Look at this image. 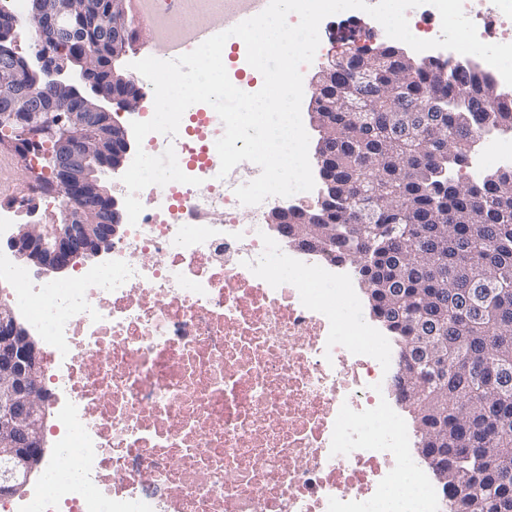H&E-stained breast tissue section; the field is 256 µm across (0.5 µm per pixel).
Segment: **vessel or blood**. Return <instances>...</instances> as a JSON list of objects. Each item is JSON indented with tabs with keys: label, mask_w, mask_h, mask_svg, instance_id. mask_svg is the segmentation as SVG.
Masks as SVG:
<instances>
[{
	"label": "vessel or blood",
	"mask_w": 512,
	"mask_h": 512,
	"mask_svg": "<svg viewBox=\"0 0 512 512\" xmlns=\"http://www.w3.org/2000/svg\"><path fill=\"white\" fill-rule=\"evenodd\" d=\"M268 0H229V6L215 21L204 20L185 31L182 38L171 39L155 35L153 53L156 57L172 60L185 54L188 44H201L209 37L228 30L236 24L262 12Z\"/></svg>",
	"instance_id": "obj_1"
}]
</instances>
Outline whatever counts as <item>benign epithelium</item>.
<instances>
[{
  "label": "benign epithelium",
  "mask_w": 512,
  "mask_h": 512,
  "mask_svg": "<svg viewBox=\"0 0 512 512\" xmlns=\"http://www.w3.org/2000/svg\"><path fill=\"white\" fill-rule=\"evenodd\" d=\"M30 22L36 41L32 59L18 63L15 50L2 46L15 36L17 21L0 14V127L18 139L9 150L25 169L43 172L51 193L62 198V222L39 232L21 228L8 247L17 263L34 266L42 275L61 273L78 261L112 250L123 213L116 197L101 184L100 174L119 171L132 151L128 126L109 105L116 102L127 112L136 111L141 90L136 80L116 70L115 63L129 51L124 0H31ZM107 43L110 59L86 49L88 39ZM348 56L319 64L328 84L336 70L347 68ZM46 89L49 97L37 94ZM313 121L320 129L323 114L336 111V102L318 95L313 99ZM413 368H402L395 380L401 384L399 405L420 401L413 375L422 362L437 370L448 366L441 345L425 344ZM43 357L36 341L15 312L0 304V495L13 496L29 481L45 450L44 424L47 392L42 382ZM434 474L436 484L448 493L449 470L458 460L446 451L417 449Z\"/></svg>",
  "instance_id": "7a95c632"
}]
</instances>
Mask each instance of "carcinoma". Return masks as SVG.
<instances>
[{"instance_id": "obj_1", "label": "carcinoma", "mask_w": 512, "mask_h": 512, "mask_svg": "<svg viewBox=\"0 0 512 512\" xmlns=\"http://www.w3.org/2000/svg\"><path fill=\"white\" fill-rule=\"evenodd\" d=\"M400 52L387 41L355 48L357 63L397 94L355 124L340 111L330 118L319 170L334 198L289 215L288 232L304 224L308 245L354 264L374 308L392 321L398 359L412 336L434 332L448 344V374L416 376L424 402L410 410L413 427L426 447L459 460L447 512H512V173L461 175L481 119L512 126V94L449 60L410 71ZM355 91L347 71L316 87L338 101ZM352 180L366 194L388 186L398 199L358 224L364 197L351 193Z\"/></svg>"}]
</instances>
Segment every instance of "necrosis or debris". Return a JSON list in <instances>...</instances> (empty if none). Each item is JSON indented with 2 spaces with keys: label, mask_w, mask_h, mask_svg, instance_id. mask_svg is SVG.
I'll return each mask as SVG.
<instances>
[{
  "label": "necrosis or debris",
  "mask_w": 512,
  "mask_h": 512,
  "mask_svg": "<svg viewBox=\"0 0 512 512\" xmlns=\"http://www.w3.org/2000/svg\"><path fill=\"white\" fill-rule=\"evenodd\" d=\"M482 41L512 43V7L464 0ZM174 148L198 185H151L109 259L29 277L2 241L0 284L50 358L59 452L0 512H446L389 399L396 350L358 311L343 260L289 244L219 178L216 112L185 111ZM512 169V129L482 125L471 179Z\"/></svg>",
  "instance_id": "4bbe7bcc"
}]
</instances>
